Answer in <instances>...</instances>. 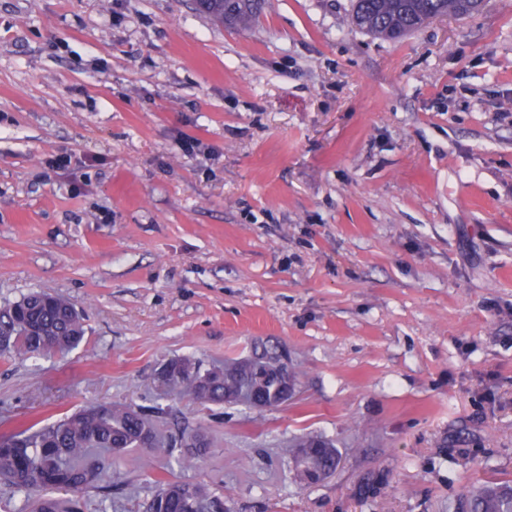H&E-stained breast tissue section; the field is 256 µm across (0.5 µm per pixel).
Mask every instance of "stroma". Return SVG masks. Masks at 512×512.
Masks as SVG:
<instances>
[{
    "mask_svg": "<svg viewBox=\"0 0 512 512\" xmlns=\"http://www.w3.org/2000/svg\"><path fill=\"white\" fill-rule=\"evenodd\" d=\"M33 291L86 335L0 357V432L148 405L169 360L258 340L300 373L279 407L164 400L208 454L106 461L84 512H143L168 477L229 512H448L512 485V0L393 41L351 0H268L247 28L192 0H0V305ZM306 434L341 455L311 486L283 456Z\"/></svg>",
    "mask_w": 512,
    "mask_h": 512,
    "instance_id": "obj_1",
    "label": "stroma"
}]
</instances>
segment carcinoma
<instances>
[{"instance_id":"obj_1","label":"carcinoma","mask_w":512,"mask_h":512,"mask_svg":"<svg viewBox=\"0 0 512 512\" xmlns=\"http://www.w3.org/2000/svg\"><path fill=\"white\" fill-rule=\"evenodd\" d=\"M195 9L217 26L245 27L263 9V0H194ZM481 0H354L352 20L362 30L385 39H399L420 29L430 20L448 15H466L479 8ZM85 337L84 319L67 299L41 292L0 305V356L36 357L64 354ZM168 375L179 386L178 394L204 408L233 405L232 395L254 384L255 373L247 372L238 360L224 368H205L201 362L176 359L169 362ZM296 370L288 378L268 377L260 383L262 401L269 407L285 403L287 386H297ZM159 405L133 406L112 402L80 408L59 420L0 435V480L37 495L65 489L78 494L68 501L36 500L38 512H82L83 496L98 488L97 455L121 453L130 448L158 456L188 468L207 448L185 449L188 440L202 436L178 424L163 435L157 418ZM321 437L305 435L286 449L288 464L297 481H302L306 461L297 449L320 443ZM328 452L320 466L332 474L339 464L335 446L325 440ZM144 512H224V501L198 484L177 480L159 481L157 493L144 505ZM453 512H512V486L487 484L474 491Z\"/></svg>"}]
</instances>
